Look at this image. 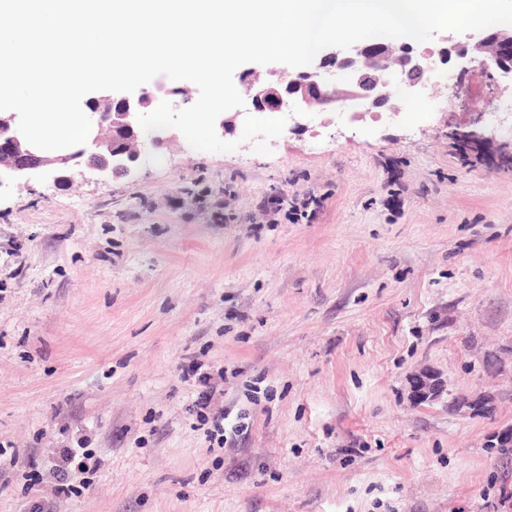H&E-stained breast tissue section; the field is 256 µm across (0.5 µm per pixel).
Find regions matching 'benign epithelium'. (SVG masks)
I'll list each match as a JSON object with an SVG mask.
<instances>
[{
    "label": "benign epithelium",
    "mask_w": 512,
    "mask_h": 512,
    "mask_svg": "<svg viewBox=\"0 0 512 512\" xmlns=\"http://www.w3.org/2000/svg\"><path fill=\"white\" fill-rule=\"evenodd\" d=\"M474 68L494 72L512 84V30H485L466 42L442 48L439 60L448 54ZM435 60L419 54L397 39L389 42L358 41L347 49L327 47L306 70L276 72L273 81L251 69L239 76L241 93L249 100L250 113L279 111L289 102L294 114L303 118L342 106L358 116L360 112H399L397 102L424 96L427 75ZM153 93L143 89L132 93L99 91L97 106L89 110L91 129L85 143L50 153L30 145L18 130L15 112L0 113V188L27 185L33 180L60 185L72 180L83 165L103 178L128 176L140 165L145 144L155 148L175 141L170 128L146 132L138 115L149 113ZM444 382L423 371L410 379L411 399L424 403L439 399Z\"/></svg>",
    "instance_id": "1"
}]
</instances>
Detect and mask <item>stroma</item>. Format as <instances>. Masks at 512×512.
<instances>
[{"instance_id":"stroma-1","label":"stroma","mask_w":512,"mask_h":512,"mask_svg":"<svg viewBox=\"0 0 512 512\" xmlns=\"http://www.w3.org/2000/svg\"><path fill=\"white\" fill-rule=\"evenodd\" d=\"M398 115L342 108L135 174L0 191V451L43 470L86 437L93 487L53 512H512V130L492 72ZM488 138L462 158L460 130ZM315 196L312 221L268 198ZM244 428L210 445L192 363ZM444 378L416 404L409 378ZM489 396L492 412H458Z\"/></svg>"}]
</instances>
